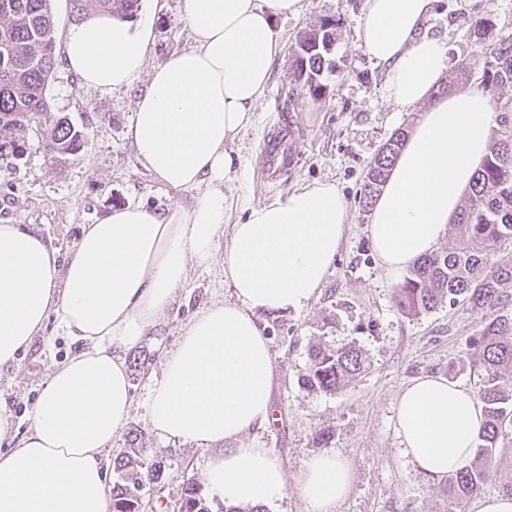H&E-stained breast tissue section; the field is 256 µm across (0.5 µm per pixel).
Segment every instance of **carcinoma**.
<instances>
[{
    "label": "carcinoma",
    "instance_id": "1",
    "mask_svg": "<svg viewBox=\"0 0 512 512\" xmlns=\"http://www.w3.org/2000/svg\"><path fill=\"white\" fill-rule=\"evenodd\" d=\"M139 0H69L70 16L77 23L96 14L131 18ZM478 39L475 61L462 66L467 81L490 96L512 83V33L493 44L481 42L487 22L470 23ZM333 32L328 25L306 34L298 44L295 81L312 96L319 78L331 68L327 55ZM0 157L25 155L37 141L44 156L57 161L78 153L84 145L82 130L66 114L51 110L46 93L58 65L51 0H0ZM497 127L468 197L454 219L453 228L464 247H450L413 263L397 290L396 305L406 314L433 310L446 301L473 309L493 308L503 290L512 287V258L503 259L504 244H512V104L494 101ZM408 132L389 137L368 166L360 191L367 208L381 191L390 166ZM466 353L480 362L485 379L478 392L484 422L471 465L447 480L451 503L460 504L480 492L491 478L487 461L495 449L512 445V315L498 316L467 343ZM365 357L355 343L336 348L314 344L308 350L303 385L334 393L365 370ZM144 436L135 429L127 434L128 450L112 461L118 480L112 486L113 512H160L163 505L144 501L142 491L158 484L164 474L161 462L146 455ZM179 512H212L198 482L185 488Z\"/></svg>",
    "mask_w": 512,
    "mask_h": 512
}]
</instances>
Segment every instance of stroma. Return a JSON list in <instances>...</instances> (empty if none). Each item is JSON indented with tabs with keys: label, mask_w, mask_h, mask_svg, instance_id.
<instances>
[{
	"label": "stroma",
	"mask_w": 512,
	"mask_h": 512,
	"mask_svg": "<svg viewBox=\"0 0 512 512\" xmlns=\"http://www.w3.org/2000/svg\"><path fill=\"white\" fill-rule=\"evenodd\" d=\"M298 15L275 21L283 42L270 82L250 127L227 146L235 165L224 179L230 222L244 220L257 204L282 202L291 191L319 182L336 184L348 202V222L328 275L310 305L301 311L260 314L275 360L273 420L255 442L273 449L288 480L284 497L263 512H306L297 477L311 456L333 453L349 462L352 484L337 512H471V504L450 506L446 482L418 472L404 456L396 435L397 398L405 385L441 375L479 390L485 372L465 353L466 341L499 315L512 314V288L499 306L474 309L441 304L419 315L396 306V284L387 281L368 235L369 210L359 202L367 166L383 142L411 129L416 115L396 112L384 93L385 72L360 47L357 26L365 0H301ZM183 0H156L154 44L147 69L131 87L111 92L85 90L79 78L58 66L49 87L54 111L81 126L82 151L56 162L35 149L22 160L0 158V222L37 231L60 257H67L83 225L109 209L142 202L158 210L194 203L191 192L174 190L150 173L125 137L135 102L149 84V70L168 53L190 48L193 38L182 20ZM489 21L482 40L490 44L512 32V0H438L424 28L446 38L452 64L471 58L475 46L470 20ZM332 22L334 70L324 73L319 96L295 97L293 71L298 43L309 31ZM283 139L288 163L263 168V146ZM221 266L193 273L178 311L150 329L140 343L149 358L132 377L134 404L127 426L141 430L149 458L163 461L161 484L145 490L177 512L188 482L198 479L208 457L194 445L167 440L151 429L147 398L160 375L161 359L177 342L180 328L213 301L232 300ZM356 341L368 359L365 371L329 394L303 387L311 345ZM77 344L47 322L18 360L0 366V411L10 413L12 430L0 437V452L14 448L28 429L29 411L57 363ZM328 441L317 439L319 430Z\"/></svg>",
	"instance_id": "stroma-1"
}]
</instances>
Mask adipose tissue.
<instances>
[{"label":"adipose tissue","instance_id":"ef3b65f1","mask_svg":"<svg viewBox=\"0 0 512 512\" xmlns=\"http://www.w3.org/2000/svg\"><path fill=\"white\" fill-rule=\"evenodd\" d=\"M436 0H366L358 39L385 69L394 111L417 118L369 214L378 263L397 279L432 253L489 150L496 112L476 87L436 102L450 57L424 34ZM301 0H183L194 44L168 54L135 102L126 137L165 185L192 206L128 204L84 225L66 262L35 231L0 223V365L15 362L48 320L79 349L53 369L30 410L27 434L0 453V512H112L101 465L133 406L126 355L179 307L192 272L222 262L234 301L217 300L180 331L150 388L152 430L211 453L200 481L225 505H273L287 490L281 460L245 444L272 419L274 360L257 317L301 311L336 256L347 202L336 184L252 206L228 224L227 143L252 122L281 51L274 27ZM152 23L107 15L67 34L62 61L86 90L129 86ZM483 422L478 397L442 376L412 380L397 402L396 434L415 468L448 478L469 466ZM352 481L333 453L310 457L297 478L307 512H336Z\"/></svg>","mask_w":512,"mask_h":512}]
</instances>
